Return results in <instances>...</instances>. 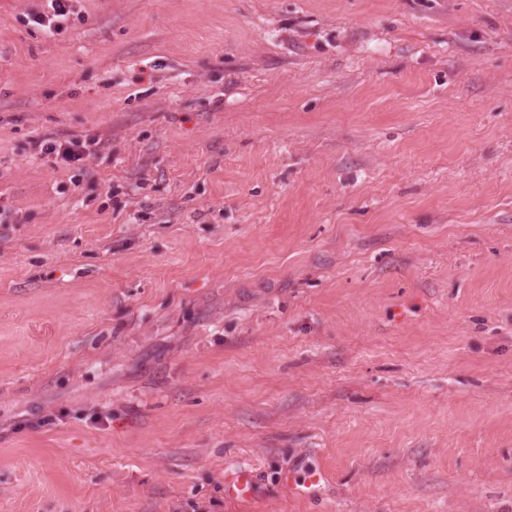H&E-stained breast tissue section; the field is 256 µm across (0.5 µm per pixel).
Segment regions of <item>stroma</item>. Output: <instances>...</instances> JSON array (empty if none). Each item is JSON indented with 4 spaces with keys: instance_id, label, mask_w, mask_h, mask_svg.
Here are the masks:
<instances>
[{
    "instance_id": "1",
    "label": "stroma",
    "mask_w": 512,
    "mask_h": 512,
    "mask_svg": "<svg viewBox=\"0 0 512 512\" xmlns=\"http://www.w3.org/2000/svg\"><path fill=\"white\" fill-rule=\"evenodd\" d=\"M43 8L0 0V512H512V0ZM72 0H47L48 11L35 14V23L48 30L57 29L59 22L65 20L70 14ZM35 148H40L41 153L46 155L55 154L69 165L82 163L89 153L86 147L78 139H67L64 141H51L50 139H36ZM328 480L325 471L312 470L308 472L302 484H293L288 478V472L281 477L280 483L292 495L311 498L318 494L323 484ZM256 494L255 482L250 474L243 473L236 480L224 485V496L229 500L248 499Z\"/></svg>"
}]
</instances>
